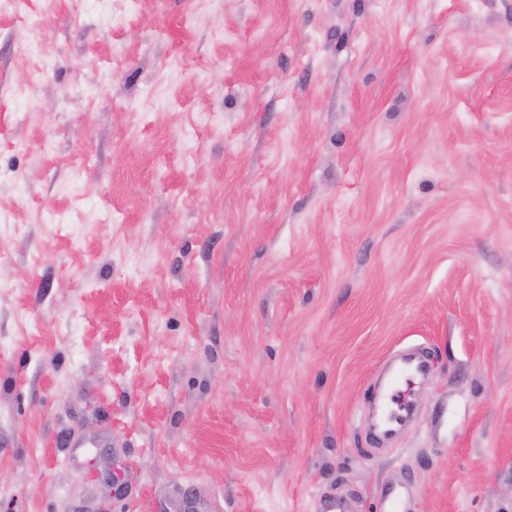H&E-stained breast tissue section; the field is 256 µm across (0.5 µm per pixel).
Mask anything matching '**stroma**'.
I'll use <instances>...</instances> for the list:
<instances>
[{
	"label": "stroma",
	"instance_id": "1",
	"mask_svg": "<svg viewBox=\"0 0 512 512\" xmlns=\"http://www.w3.org/2000/svg\"><path fill=\"white\" fill-rule=\"evenodd\" d=\"M0 472L512 512V0H0Z\"/></svg>",
	"mask_w": 512,
	"mask_h": 512
}]
</instances>
